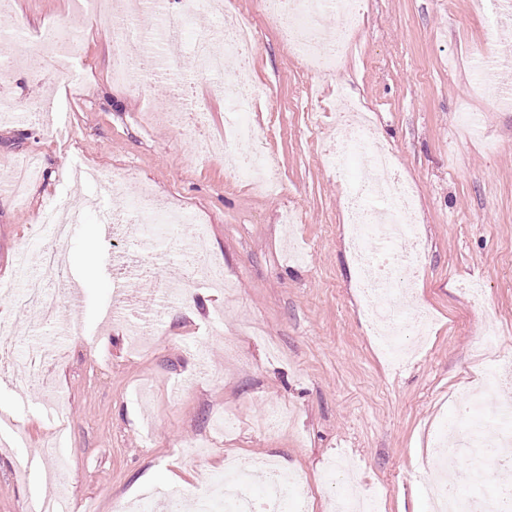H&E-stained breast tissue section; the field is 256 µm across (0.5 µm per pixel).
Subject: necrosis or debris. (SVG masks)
Here are the masks:
<instances>
[{
	"label": "necrosis or debris",
	"mask_w": 512,
	"mask_h": 512,
	"mask_svg": "<svg viewBox=\"0 0 512 512\" xmlns=\"http://www.w3.org/2000/svg\"><path fill=\"white\" fill-rule=\"evenodd\" d=\"M265 11L285 30L294 57L307 72L322 76L336 71L347 57L352 35L361 15L359 0H262ZM208 8L218 14L220 23L197 37L194 57L199 71L213 78L212 91L223 98L227 108L221 152L227 170L250 181L258 191L274 192L280 187L278 168L271 158L265 138L244 121L260 97L259 87L242 80L240 73L257 46L254 27L237 14L222 7V0H208ZM197 0H183L180 10L157 11V22L148 28H132L114 21L112 28V80L140 90L146 73L125 52L128 42H138L145 58H162L173 65L181 52L179 35L192 23ZM336 18L335 34L323 29L327 15ZM67 20L45 27L38 39L49 60L67 70L77 44L66 34ZM374 124L354 101H344L337 114L336 143L326 154L330 167L345 171L350 161L367 155L370 166L362 178L347 187L345 224L348 244L358 270L359 311L390 364L405 362L409 338H421L428 327L426 314L413 308L411 297L423 271L424 243L419 225L411 218L416 197L411 183L394 172L391 152L374 148ZM125 205L133 215L141 242L152 233L172 230L176 242L190 258L194 274L214 288H229L230 281L220 261L204 247L207 227L193 223L181 208L158 207L138 181H127L123 189ZM67 201L47 203L36 216L37 223L50 225L55 241L41 250L46 273L58 275L65 268V252L59 242L67 232L57 215ZM4 296L18 295L36 324L55 322L57 307L67 299L65 289L47 298L43 279L32 281L22 292L0 287ZM512 416V405L494 407L477 394L455 402L456 428L441 431V444L465 437V452L475 484L488 474L484 461L490 452L512 446V427L505 418ZM252 461L234 459L226 463L223 475L211 476L209 489L197 496L198 512H307V492L299 477H287L279 468L269 467L264 497H256L251 483ZM457 480L447 460H440L426 483L429 497L438 512H512V495L500 491L484 501L462 499L456 493Z\"/></svg>",
	"instance_id": "4bbe7bcc"
}]
</instances>
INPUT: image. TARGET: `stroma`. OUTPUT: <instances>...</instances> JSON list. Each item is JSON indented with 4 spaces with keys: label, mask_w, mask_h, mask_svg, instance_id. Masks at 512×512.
<instances>
[{
    "label": "stroma",
    "mask_w": 512,
    "mask_h": 512,
    "mask_svg": "<svg viewBox=\"0 0 512 512\" xmlns=\"http://www.w3.org/2000/svg\"><path fill=\"white\" fill-rule=\"evenodd\" d=\"M253 19L259 44L243 77L261 87L251 120L268 137L282 190L252 192L222 160L196 159L192 133L169 126L175 81L149 82L144 96L111 78L112 24L73 18L82 54L66 73L38 81L17 67L4 80L18 105L55 93L51 116L19 125L0 121V183L11 162L37 156L40 175L25 203L0 190V280L23 289L41 276L40 249L49 242L35 216L47 202L96 199L71 225L63 246V284L78 281L77 306L60 305L57 326L34 331L15 299L0 296V319L16 323L12 349L0 347V512H30L47 493L96 512L137 505L153 492L158 503L182 495L181 512H195L185 490L202 493L224 459L269 458L301 473L311 488L308 512L345 489L323 474L328 458L347 459L352 478L379 497L380 512H432L422 493L427 443L448 418L450 401L477 388L492 366L512 362V108L476 90L474 70L484 54L512 59V36L497 35L490 13L469 0H363V19L351 56L331 75L302 72L260 0H232ZM26 23L0 17V33L22 30L34 42L47 22L69 15V0H16ZM177 79L192 92L212 137L224 132V101L212 80L183 54ZM355 99L375 120L378 145L414 186L425 242V270L413 301L431 311L435 330L425 350L399 368L380 354L358 312L357 270L342 219L346 179L307 141L335 136L340 100ZM473 114L479 136L464 128ZM147 184L155 202L180 201L208 226L206 247L224 263L236 297L193 280L194 307L171 303L149 350L133 352L128 326L107 321L119 290L113 242L102 233L122 200L126 174ZM303 214L297 245L304 261L288 257L281 217ZM150 277L138 293L142 308L158 307L162 286L183 267L176 243L157 238L147 254ZM480 286L482 300L468 293ZM79 334L67 335L69 324ZM497 345L488 349L486 337ZM35 344L61 347L48 384L20 390L26 353ZM206 351L199 370L194 349ZM190 387H180L184 378ZM63 395L65 422L46 417L43 399ZM295 415L293 430L262 433L254 423L270 406ZM226 413L234 422L217 428ZM187 439L208 442L188 459ZM58 443L62 469L29 470L44 444Z\"/></svg>",
    "instance_id": "1"
}]
</instances>
